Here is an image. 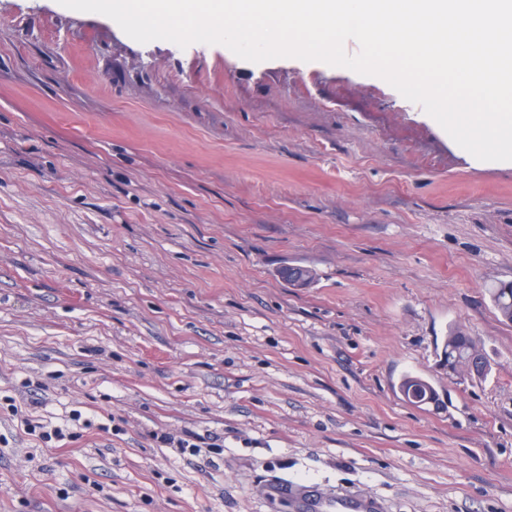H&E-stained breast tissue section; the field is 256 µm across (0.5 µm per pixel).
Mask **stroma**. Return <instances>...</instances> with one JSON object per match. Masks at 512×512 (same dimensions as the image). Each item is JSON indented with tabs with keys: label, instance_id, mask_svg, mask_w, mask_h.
<instances>
[{
	"label": "stroma",
	"instance_id": "obj_1",
	"mask_svg": "<svg viewBox=\"0 0 512 512\" xmlns=\"http://www.w3.org/2000/svg\"><path fill=\"white\" fill-rule=\"evenodd\" d=\"M509 281L512 167L384 80L0 0V398L69 434L0 411V512H512ZM492 302L501 320L512 323V284H505L491 293ZM473 348H477V346L470 336H466L462 331H451L446 344L448 367L454 372H465V367L469 364V368L474 374H477V369H485L486 361L482 353L478 351H472L469 363L470 352ZM411 390L421 394L422 399L420 402L415 403L409 399L408 395ZM400 391L412 404H437L440 400L438 393L432 385L420 376L405 375L400 383ZM299 508L302 512H367L369 505L354 494H312L301 501Z\"/></svg>",
	"mask_w": 512,
	"mask_h": 512
}]
</instances>
